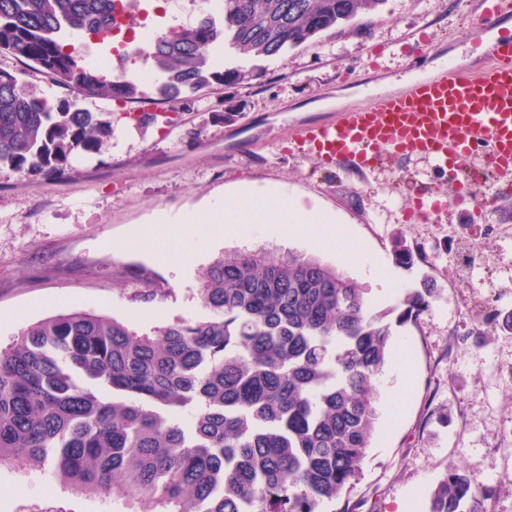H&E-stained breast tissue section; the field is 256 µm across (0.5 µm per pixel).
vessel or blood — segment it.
<instances>
[{"label": "vessel or blood", "instance_id": "b4317fda", "mask_svg": "<svg viewBox=\"0 0 512 512\" xmlns=\"http://www.w3.org/2000/svg\"><path fill=\"white\" fill-rule=\"evenodd\" d=\"M473 42L484 62L415 81L401 94H383L327 122L297 130L298 151L329 164L377 167L387 155H412L446 169L458 194H478L473 171L512 172V25L500 0H482Z\"/></svg>", "mask_w": 512, "mask_h": 512}]
</instances>
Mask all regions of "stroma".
<instances>
[{"label": "stroma", "instance_id": "1", "mask_svg": "<svg viewBox=\"0 0 512 512\" xmlns=\"http://www.w3.org/2000/svg\"><path fill=\"white\" fill-rule=\"evenodd\" d=\"M477 0H384L368 31L347 24L288 53L255 59L238 85H215L184 107L173 129L127 124L123 112L96 99L112 140L62 178L0 168V347L25 327L81 309L116 318L140 331L202 316L203 272L219 257L263 249L320 259L366 295L383 290L373 310L394 322L393 359L378 383L379 430L350 494L358 512H426V495L449 465L473 468L476 483L498 487L485 512H512V335L493 329L482 300L490 288L512 311V196L483 211L457 200L448 175L416 156L374 172L323 166L290 149L299 127L335 117L333 99L350 108L410 74L406 40L415 31L432 44L424 61L437 73L472 64L465 39ZM443 201L427 219L412 217L416 189ZM287 186L307 210L332 213L348 231L356 255L342 261L335 246L253 232L194 246L173 270L145 237L159 213L200 209L247 187ZM414 254L412 268L395 260L396 244ZM433 283L437 294L417 323L396 325L407 292ZM0 512H158L148 501L127 504L74 492L38 469L0 466Z\"/></svg>", "mask_w": 512, "mask_h": 512}]
</instances>
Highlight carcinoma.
<instances>
[{
  "label": "carcinoma",
  "instance_id": "carcinoma-1",
  "mask_svg": "<svg viewBox=\"0 0 512 512\" xmlns=\"http://www.w3.org/2000/svg\"><path fill=\"white\" fill-rule=\"evenodd\" d=\"M114 0H0V167L62 177L113 136L83 106L134 101L138 85L69 50L75 33L110 40ZM384 0H224L220 16L162 31L141 57L179 105L247 73L227 51L283 55L375 11ZM44 76L76 96L22 87ZM434 285L408 293L415 323ZM205 316L140 333L75 310L27 327L0 349V466L50 465L71 489L162 512H324L354 488L378 431L376 379L394 331L362 289L316 258L254 251L203 273ZM497 488L450 465L427 512H483Z\"/></svg>",
  "mask_w": 512,
  "mask_h": 512
}]
</instances>
